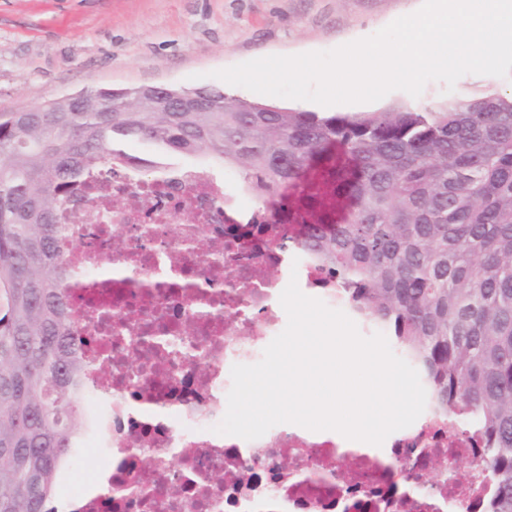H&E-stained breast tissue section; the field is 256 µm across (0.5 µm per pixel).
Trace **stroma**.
Wrapping results in <instances>:
<instances>
[{
  "label": "stroma",
  "mask_w": 512,
  "mask_h": 512,
  "mask_svg": "<svg viewBox=\"0 0 512 512\" xmlns=\"http://www.w3.org/2000/svg\"><path fill=\"white\" fill-rule=\"evenodd\" d=\"M421 0H0V112L101 87L167 85L255 94L213 71L270 55L326 51L415 12ZM512 95V78L462 76L453 91L428 82L419 97L278 106L363 117L391 108L438 109L463 91Z\"/></svg>",
  "instance_id": "1"
}]
</instances>
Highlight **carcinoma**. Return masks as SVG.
Segmentation results:
<instances>
[{
	"mask_svg": "<svg viewBox=\"0 0 512 512\" xmlns=\"http://www.w3.org/2000/svg\"><path fill=\"white\" fill-rule=\"evenodd\" d=\"M47 112H0V512H50L62 456L83 429L84 342L69 313L58 224L75 186L155 168L127 140L203 153L270 203L323 284L420 368L448 418L477 429L490 512H512V96L367 118L217 89L99 88ZM201 102L170 110L168 103Z\"/></svg>",
	"mask_w": 512,
	"mask_h": 512,
	"instance_id": "obj_1",
	"label": "carcinoma"
}]
</instances>
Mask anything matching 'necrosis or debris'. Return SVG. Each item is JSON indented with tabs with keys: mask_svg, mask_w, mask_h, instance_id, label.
<instances>
[{
	"mask_svg": "<svg viewBox=\"0 0 512 512\" xmlns=\"http://www.w3.org/2000/svg\"><path fill=\"white\" fill-rule=\"evenodd\" d=\"M216 185L198 165L148 179L129 167L60 225L59 252L85 259L73 327L96 339L77 351L75 390L106 407L77 444L108 460L90 481L74 470L70 512H461L465 502L485 512L495 487L475 465L474 432L430 403L385 449L350 454L346 466L333 440L283 424L251 441L215 433L232 366L257 363L287 325L268 270L287 272L290 260L245 236L233 200L213 204ZM130 191L140 206L117 205ZM105 250L121 277L97 274ZM201 254L212 257L204 269ZM438 457L447 467H434Z\"/></svg>",
	"mask_w": 512,
	"mask_h": 512,
	"instance_id": "necrosis-or-debris-1",
	"label": "necrosis or debris"
}]
</instances>
